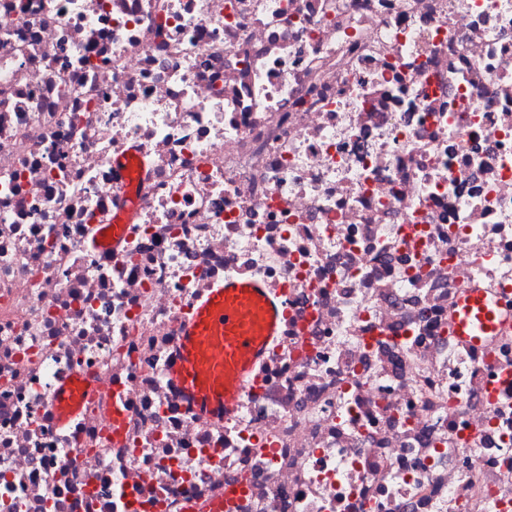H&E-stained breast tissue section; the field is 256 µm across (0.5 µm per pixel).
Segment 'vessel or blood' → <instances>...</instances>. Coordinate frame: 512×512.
<instances>
[{
  "label": "vessel or blood",
  "mask_w": 512,
  "mask_h": 512,
  "mask_svg": "<svg viewBox=\"0 0 512 512\" xmlns=\"http://www.w3.org/2000/svg\"><path fill=\"white\" fill-rule=\"evenodd\" d=\"M264 295L254 283L222 285L195 307L177 343L171 374L175 385L203 417L229 414L239 381L262 351L263 335L275 328L274 310L257 311ZM501 305L471 290L454 316L456 335L478 340L494 332Z\"/></svg>",
  "instance_id": "vessel-or-blood-1"
}]
</instances>
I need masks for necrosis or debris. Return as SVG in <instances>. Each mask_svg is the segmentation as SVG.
Segmentation results:
<instances>
[{
    "instance_id": "1",
    "label": "necrosis or debris",
    "mask_w": 512,
    "mask_h": 512,
    "mask_svg": "<svg viewBox=\"0 0 512 512\" xmlns=\"http://www.w3.org/2000/svg\"><path fill=\"white\" fill-rule=\"evenodd\" d=\"M242 281L277 333L201 417L176 341ZM471 290L512 307V0H0V512H512ZM500 310L499 302L487 299L480 291H468L454 316L456 335L477 341L493 333L500 320Z\"/></svg>"
}]
</instances>
